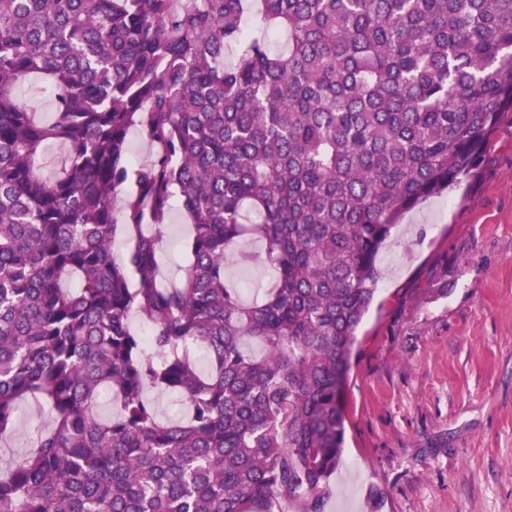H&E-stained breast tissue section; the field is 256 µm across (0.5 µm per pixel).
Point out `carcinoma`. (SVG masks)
<instances>
[{
    "label": "carcinoma",
    "mask_w": 512,
    "mask_h": 512,
    "mask_svg": "<svg viewBox=\"0 0 512 512\" xmlns=\"http://www.w3.org/2000/svg\"><path fill=\"white\" fill-rule=\"evenodd\" d=\"M30 74L50 124L13 93ZM510 112L512 0H0V441L29 397L54 416L0 475V512H323L377 254L476 176ZM174 198L191 259L165 285ZM250 235L275 279L246 304L225 257ZM148 386L187 419L159 421ZM66 152L65 146L60 143H50L45 151L35 160V166L44 177H51L55 174L56 169L51 163L62 157Z\"/></svg>",
    "instance_id": "obj_1"
}]
</instances>
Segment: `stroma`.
<instances>
[{"label":"stroma","instance_id":"obj_1","mask_svg":"<svg viewBox=\"0 0 512 512\" xmlns=\"http://www.w3.org/2000/svg\"><path fill=\"white\" fill-rule=\"evenodd\" d=\"M173 213L159 262L189 263ZM376 300L343 387L345 442L324 512H512V121L480 176L407 213L379 256ZM244 302L273 281L261 262L230 266ZM53 419L32 398L0 445V470Z\"/></svg>","mask_w":512,"mask_h":512}]
</instances>
